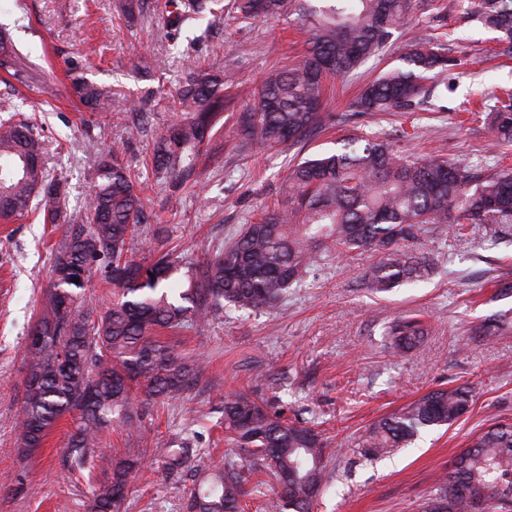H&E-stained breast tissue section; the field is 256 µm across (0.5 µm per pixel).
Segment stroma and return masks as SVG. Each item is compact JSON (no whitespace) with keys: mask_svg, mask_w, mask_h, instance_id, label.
<instances>
[{"mask_svg":"<svg viewBox=\"0 0 512 512\" xmlns=\"http://www.w3.org/2000/svg\"><path fill=\"white\" fill-rule=\"evenodd\" d=\"M441 3L440 22L454 33L448 53L465 62L461 75L448 82L445 111L379 114L361 124L326 126L310 137L306 153L339 148L368 128L407 154L512 164V150L489 143L483 113L467 110L469 103L512 88V60L491 59L495 32L465 23L461 0ZM125 4L0 0V32L25 57L28 70L24 84L0 71V105H18V119L41 138L46 167L64 186V213L83 212L100 152L119 145L144 199V220L127 244L128 255L138 261L164 252L181 256L176 278L184 286L197 261L222 248L260 207L287 204L281 178L299 151L242 146L235 113L253 103L271 67L301 51L305 36L285 22H245L227 9L189 21L172 38L166 34L167 0H145L132 18ZM432 33L423 21L394 30L383 55L335 85L330 110L344 113L368 80L399 66L408 42ZM229 58L235 63L229 89L235 109L202 143L193 180L183 184L155 171L150 158L156 135L173 119V98L188 65L220 77ZM72 62L88 80L135 103V111L105 114L82 105L66 74ZM64 230L34 213L0 219V478L21 474L28 485L23 496L0 485V512H86L88 486L61 464L68 419L31 456L19 455L16 445L25 338L49 287L53 251ZM419 249L435 264L423 282L374 292L364 281L374 258L357 250L316 267L289 289L277 312L219 311L173 334L182 349L209 357L210 372L184 399L148 407L144 423L153 442L130 487L127 512H184L193 474L167 475L163 451L193 437L202 465L221 462L224 397L239 391L270 398L289 416L314 422L336 448L330 486L314 512H421L437 478L474 435L512 422V329L469 333L491 315L512 312V292L497 287L512 281V236L497 240L491 229L471 226L461 236L424 235ZM413 313L426 326L424 336L400 356L390 355L389 322ZM460 385L471 389L474 405L451 427L424 432L377 460L363 457L362 440L378 419L429 391Z\"/></svg>","mask_w":512,"mask_h":512,"instance_id":"1","label":"stroma"}]
</instances>
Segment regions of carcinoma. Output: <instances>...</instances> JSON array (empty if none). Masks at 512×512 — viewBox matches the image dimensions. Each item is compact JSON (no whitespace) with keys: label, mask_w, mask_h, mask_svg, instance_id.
<instances>
[{"label":"carcinoma","mask_w":512,"mask_h":512,"mask_svg":"<svg viewBox=\"0 0 512 512\" xmlns=\"http://www.w3.org/2000/svg\"><path fill=\"white\" fill-rule=\"evenodd\" d=\"M170 24L189 15L224 10L221 0H170ZM429 0H234L240 18L291 20L308 33L304 51L271 70L255 104L237 113L243 142L304 148L315 129L333 119L325 93L330 80H348L387 48L392 29L420 21ZM468 22L499 33L497 54L512 58V0H469ZM448 33L417 41L403 65L369 81L351 105L350 118L379 112H412L428 97L425 82L456 69L446 53ZM0 68L25 79L18 54L0 38ZM72 94L92 111L110 112L112 88L71 69ZM232 107L217 76L190 71L175 99L176 117L156 138L155 170L187 182L196 167L195 149L220 114ZM485 125L497 147L512 146V93L483 105ZM84 215L68 223L53 257L52 287L26 338L27 376L16 425L17 451L30 456L44 447L60 419L71 417L63 466L108 473L92 487L87 512H126L130 478L141 453L122 458L105 453L104 434L118 426L152 443L143 423V401L180 399L208 372L210 361L164 338L224 306L251 312L280 308L288 289L330 255L356 249L373 252L366 280L377 292L430 275L414 252L426 233L455 234L462 225H492L512 235V167L498 163H451L434 156L405 155L388 141L355 136L336 151L318 152L288 166L282 191L290 206L266 208L242 225L218 253L206 255L187 288L174 275L182 259L171 253L149 263L126 258V243L140 230L142 200L130 171L112 147V159L97 165ZM62 182L50 177L43 146L30 126L0 118V217L31 211L45 200L44 221L60 222L56 203ZM112 287V305L87 297L94 276ZM79 282H74V278ZM512 326L502 316L471 328L490 336ZM424 334L414 317L388 327L397 354ZM466 387L431 391L376 421L362 442L374 459L407 445L421 432L452 426L468 413ZM224 462L200 475L187 512H243L248 496L260 494L258 512H312L330 478L326 439L306 421L284 417L269 400L244 392L224 396ZM196 449L183 443L164 450V470L186 471ZM454 473L439 477L422 512H476L497 496L512 500V423L481 430L454 459ZM273 489L270 495L261 488Z\"/></svg>","instance_id":"obj_1"}]
</instances>
